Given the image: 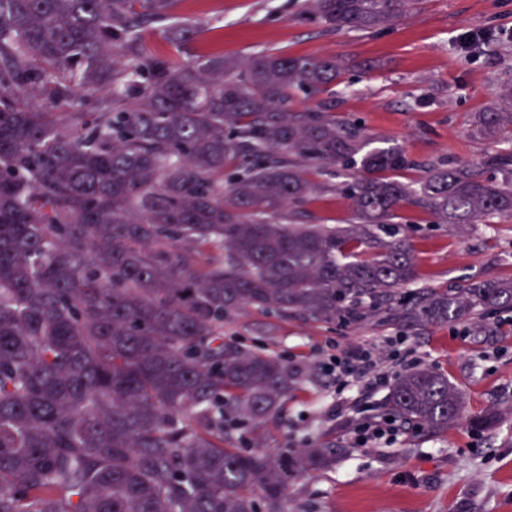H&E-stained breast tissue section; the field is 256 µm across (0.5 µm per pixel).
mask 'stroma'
Instances as JSON below:
<instances>
[{"label": "stroma", "mask_w": 512, "mask_h": 512, "mask_svg": "<svg viewBox=\"0 0 512 512\" xmlns=\"http://www.w3.org/2000/svg\"><path fill=\"white\" fill-rule=\"evenodd\" d=\"M176 15L197 27L175 55L180 62L212 55L242 63L260 51L337 60L336 86L317 96L294 92L291 108L358 121L371 146L400 145L416 166L395 172L399 181L420 180L425 166L441 158L477 163L507 148L477 133L473 121L512 79V0H422L403 17L366 30L331 28L306 12L304 0H180ZM465 33L475 41L461 43ZM304 170L315 190L296 205L297 223H352L344 177L311 162ZM399 223L411 244L417 286L512 279V217L460 230L407 205ZM491 319L497 334L481 342L464 323L405 328L379 320L345 325L238 314L225 323V340L280 355L302 372L286 411L262 431L243 426L239 447L347 449L332 468L290 486L288 512H512V311L493 312ZM397 343L462 392L461 417L438 434L403 425L390 443L358 447L353 427L361 409L386 415L389 389L364 380L339 385L323 364L331 354L365 346L386 366ZM490 409L500 414L498 426L471 428L472 418Z\"/></svg>", "instance_id": "1"}]
</instances>
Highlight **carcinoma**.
<instances>
[{"instance_id": "1", "label": "carcinoma", "mask_w": 512, "mask_h": 512, "mask_svg": "<svg viewBox=\"0 0 512 512\" xmlns=\"http://www.w3.org/2000/svg\"><path fill=\"white\" fill-rule=\"evenodd\" d=\"M338 30L385 25L420 0H307ZM178 0H0V512H287L292 481L344 448L243 451L297 385L280 357L224 341L252 308L357 324L464 322L487 338L512 281L422 287L397 211L444 224L512 216V151L476 167H416L398 145L366 149L352 122L292 112L340 73L328 58L252 56L245 65L155 56L164 23L196 33ZM93 99V111L84 100ZM476 115L512 135V84ZM357 169V223L271 220L314 190L301 163ZM239 173L224 186V168ZM386 405L434 433L462 394L430 368L398 375Z\"/></svg>"}]
</instances>
